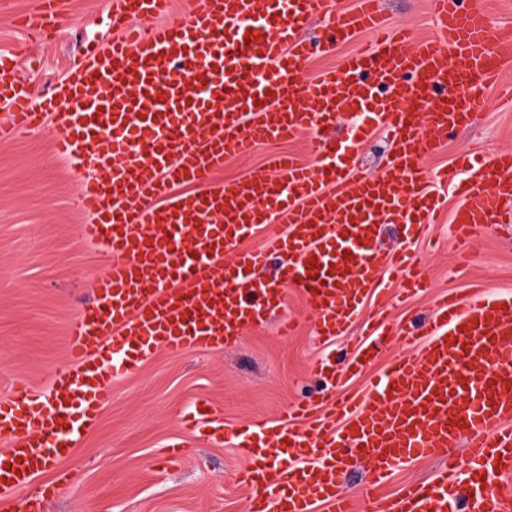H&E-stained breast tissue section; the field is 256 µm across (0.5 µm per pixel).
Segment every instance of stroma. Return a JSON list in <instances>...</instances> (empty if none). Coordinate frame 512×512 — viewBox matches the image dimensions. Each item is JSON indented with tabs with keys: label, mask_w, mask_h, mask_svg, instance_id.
Segmentation results:
<instances>
[{
	"label": "stroma",
	"mask_w": 512,
	"mask_h": 512,
	"mask_svg": "<svg viewBox=\"0 0 512 512\" xmlns=\"http://www.w3.org/2000/svg\"><path fill=\"white\" fill-rule=\"evenodd\" d=\"M37 0H0V53L12 55L17 76L29 96L41 97L62 81L87 41L112 39L106 0H62L43 31H23L20 22L36 11ZM387 23L432 35L423 0H380ZM471 127L445 140L428 168L451 164L476 149L512 147V104L500 89L486 90ZM54 123L0 141V399L25 380L46 394L53 371L66 361L67 331L92 299L93 279L108 257L86 243L80 227L90 216L77 204L79 182L54 143ZM306 137L255 146L213 173L229 186L260 173L270 154L303 153ZM425 246L403 224L381 228L388 248H405L427 275L433 293L460 290L475 281L493 290H512V222L488 225L459 242L449 221L430 225ZM432 295L395 306L388 314V346L376 364L358 369L351 381L360 387L401 355L397 332L406 321L431 319ZM292 321L280 335L278 319ZM355 334L323 343L300 294L289 292L278 314L248 329L240 343L223 351L174 357L156 351L138 371L115 379L100 419L77 444L71 457L52 462L33 490L54 486L45 512H243L236 482L241 465L232 440L212 444L197 438L181 420L183 409L203 398L213 413L234 429L255 420H278L281 409L299 399L339 398L340 386L313 371L322 357L344 365L356 348ZM187 442L189 452L170 461L168 446Z\"/></svg>",
	"instance_id": "35a3bbf8"
}]
</instances>
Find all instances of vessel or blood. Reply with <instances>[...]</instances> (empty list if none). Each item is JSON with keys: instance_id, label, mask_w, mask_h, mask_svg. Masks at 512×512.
<instances>
[{"instance_id": "obj_1", "label": "vessel or blood", "mask_w": 512, "mask_h": 512, "mask_svg": "<svg viewBox=\"0 0 512 512\" xmlns=\"http://www.w3.org/2000/svg\"><path fill=\"white\" fill-rule=\"evenodd\" d=\"M114 36L88 52L54 94L31 102L15 87V61L0 55V140L53 119L58 154L94 177L78 204L93 215L86 242L112 261L94 299L68 329L69 358L43 397L26 383L0 400V495L11 512H39L29 489L98 420L117 376L160 349L186 356L239 343L299 291L323 342L354 323L356 358L378 359L394 301L427 282L406 256L380 247L382 224L437 223L451 188V216L469 236L497 222L512 200V149L491 165L471 155L425 166L473 108L472 92L495 85L512 36L490 33L485 13L462 0H427L436 32L388 30L378 0L333 11L330 0H108ZM329 17L328 36L306 39ZM375 33L373 51L337 55L335 67L300 87L318 53ZM360 119L363 136L393 135L386 166L360 167L336 121ZM307 136V155L271 156L268 172L231 186L211 181L228 157L255 144ZM256 236L260 247H245ZM277 277L256 281L272 258ZM434 317L400 335L404 353L369 384L327 406L291 405L276 424L236 435L246 465L245 512H512V292L482 283L433 299ZM198 436L224 440L206 404L188 413ZM467 438V468L378 487L401 464L447 456ZM374 461L360 497L343 493L345 460Z\"/></svg>"}]
</instances>
